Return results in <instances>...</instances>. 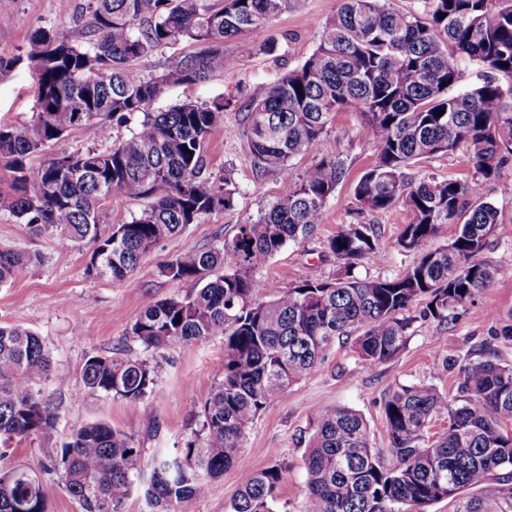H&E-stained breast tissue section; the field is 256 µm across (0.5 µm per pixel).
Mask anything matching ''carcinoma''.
Masks as SVG:
<instances>
[{
	"mask_svg": "<svg viewBox=\"0 0 512 512\" xmlns=\"http://www.w3.org/2000/svg\"><path fill=\"white\" fill-rule=\"evenodd\" d=\"M297 0H87L85 42L38 27L23 54L0 57V77L21 64L37 76L30 123L0 125V214L66 243L90 244L89 277L125 278L162 240L215 211L236 204L224 172L205 173V149L223 126L224 112L239 113L254 178L281 176L277 200L259 217L237 225L220 249L189 251L162 267L181 284L176 295L145 301L131 328L146 349L163 350L224 335L220 380L202 400L200 430L180 448L149 459L134 434L104 423L87 424L44 467L78 499L84 512H123L138 491L151 512H184L208 495L236 457L246 430L293 384L312 374L338 343L351 340L361 359L385 363L409 339L411 305L428 298L426 316L442 324L482 292L502 286L512 272L479 261L502 224L483 187L512 158V0H428L421 12H403L390 0H341L322 27L313 53L259 95L178 103L155 112L171 87L202 82L233 67L224 40L242 41L251 30L290 9ZM181 40L202 46L172 58L145 76L138 60ZM494 73L448 94L459 79L455 54ZM444 114H439V111ZM340 114L353 116L377 149L373 165L354 187L356 210L406 207L411 220L398 245L419 253L395 276L360 277L353 270L380 254L373 224H343L326 252L344 273L305 278L269 290L252 272L286 244L324 223L325 208L345 177L342 163L321 158L293 176L290 162L318 151ZM110 122L135 123L107 148L70 155L48 149L73 130ZM469 150L468 180L415 179L410 168L460 146ZM44 157L38 166L33 158ZM144 201L140 213L106 229L103 211ZM455 238L428 247L442 226ZM30 258L0 250V286L22 277ZM455 370L464 404L450 407L425 383L399 385L387 395L384 418L387 466L373 448L370 427L349 408L316 414L304 455L308 493L303 512H426L468 489L476 495L459 512H512V365L490 358L441 363ZM51 371L40 338L20 326L0 325V438H29L53 426L56 412L33 389ZM163 363L119 353L88 358L82 371L93 392L143 404ZM448 427L426 439L432 419ZM288 467L273 464L244 478L229 512H278L277 490ZM0 512H49L41 479L15 468L0 473Z\"/></svg>",
	"mask_w": 512,
	"mask_h": 512,
	"instance_id": "cac0c4a2",
	"label": "carcinoma"
}]
</instances>
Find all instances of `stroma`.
<instances>
[{"label": "stroma", "mask_w": 512, "mask_h": 512, "mask_svg": "<svg viewBox=\"0 0 512 512\" xmlns=\"http://www.w3.org/2000/svg\"><path fill=\"white\" fill-rule=\"evenodd\" d=\"M85 2L15 0L11 22L0 26V57L19 55L29 34L39 26L80 40ZM339 6L340 0H299L267 26L247 33L255 54L240 58L234 68L206 81L166 91L154 103V111H166L186 99L208 103L241 90L261 93L312 54L323 24ZM271 43L276 49L270 53L266 47ZM36 95V78L27 66H18L0 78V123H28ZM322 157L340 160L346 171L327 203L324 224L312 236L288 243L256 270V278L286 288L305 277H336L339 265L326 256L325 241L338 225L350 223L374 224L381 231V257L374 263H361L356 269L359 276L401 273L416 259L415 253L396 244L410 220L409 212L401 206L383 212L354 211V187L374 162L376 149L352 116L343 114L335 120L322 136L318 153L294 159L293 174H300ZM206 161L211 171H230L238 191L235 207L208 215L161 241L121 280L86 275L89 245L61 244L53 233H33L28 225L0 215V249L33 258L23 277L0 286V325H20L40 336L50 354L52 372L34 390L56 411L54 425L44 432L21 441L0 442V471L22 467L41 474L49 512H82L57 477L43 472L50 455L68 441L73 429L103 422L131 432L140 446L151 452L173 450L201 426V400L217 382L216 367L224 358L223 336L166 350L171 363L142 405L90 392L81 372L88 357L110 351L150 358V351L132 339L130 329L146 298L166 299L177 294L178 282L162 274V265L183 252L221 247L238 224L258 217L280 193L279 174L255 180L237 112H225L223 129L206 148ZM483 196L499 209L502 219L484 257L512 270V161L504 165L499 178L485 183ZM425 308V301L420 300L409 309L413 319L409 340L388 362L372 366L358 357L351 344L335 347L316 372L290 386L254 421L233 464L210 494L187 505V512H228L243 478L276 463L289 468L288 481L277 492L281 506L285 512H301L308 481L303 453L316 411L336 407L358 411L369 424L374 448L384 454L389 441L383 405L389 390L401 384L426 383L452 400L458 396L454 374L439 371V358L476 359L492 353L501 362L512 364V340L502 336L503 328L512 324V288L486 290L441 327L424 317Z\"/></svg>", "instance_id": "1"}]
</instances>
